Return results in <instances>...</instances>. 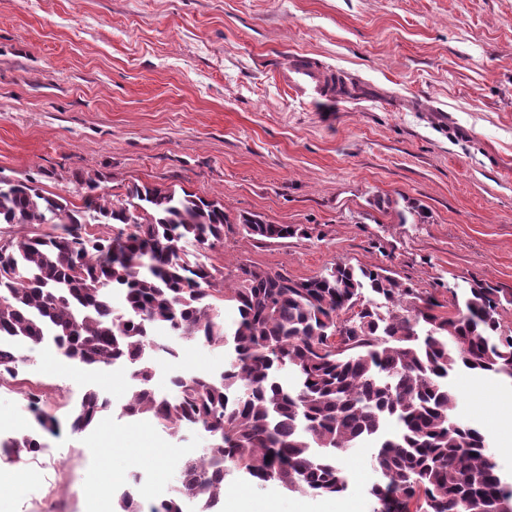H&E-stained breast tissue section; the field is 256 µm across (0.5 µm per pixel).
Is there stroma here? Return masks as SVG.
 Here are the masks:
<instances>
[{
    "label": "stroma",
    "mask_w": 512,
    "mask_h": 512,
    "mask_svg": "<svg viewBox=\"0 0 512 512\" xmlns=\"http://www.w3.org/2000/svg\"><path fill=\"white\" fill-rule=\"evenodd\" d=\"M303 55L341 75L345 103L287 94L276 80ZM103 192L135 184L182 188L242 212L305 228L260 241L224 228L215 265L241 262L308 279L336 262L383 267L417 294L452 299L478 281L512 292V0H0V178L35 180L77 201L75 177ZM169 376L216 375L227 349L170 337ZM23 377L63 385L75 368L20 347ZM84 388L117 405L84 435H43L41 453L0 459V512H116L115 492L137 484L143 507L171 497L178 459L210 433L170 436L123 416L126 379L104 367ZM457 418L477 427L504 474L512 420L495 399L512 384L461 368L448 377ZM374 442L342 465L349 512H372ZM225 492L270 512H328L329 499L238 472Z\"/></svg>",
    "instance_id": "stroma-1"
}]
</instances>
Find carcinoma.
<instances>
[{"mask_svg":"<svg viewBox=\"0 0 512 512\" xmlns=\"http://www.w3.org/2000/svg\"><path fill=\"white\" fill-rule=\"evenodd\" d=\"M77 183L80 206L33 181L0 180L1 373L17 369L13 342L36 346L45 336L80 366L132 368L123 415L151 416L174 436L193 426L215 436L181 470L182 495L202 512L224 499L230 464L260 486L339 495L347 489L343 454L368 440L378 442L373 512H512V480L480 430L456 418L458 399L448 391L459 368L512 380V327L501 318L512 293L476 282L444 304L382 268L346 262L305 280L246 263L228 276L204 260L224 243L222 201L159 185L108 195L91 175ZM238 224L258 240L305 234L253 213ZM219 302L235 307L232 325L219 321ZM154 329L234 357L220 379L178 376L176 394L160 397L148 364ZM285 368L296 376L292 386L280 379ZM32 408L37 432L0 441L18 461L60 426L52 408ZM110 409L88 391L67 420L70 432L83 433ZM390 422L397 430L386 435ZM118 507L142 512L130 490Z\"/></svg>","mask_w":512,"mask_h":512,"instance_id":"1","label":"carcinoma"}]
</instances>
